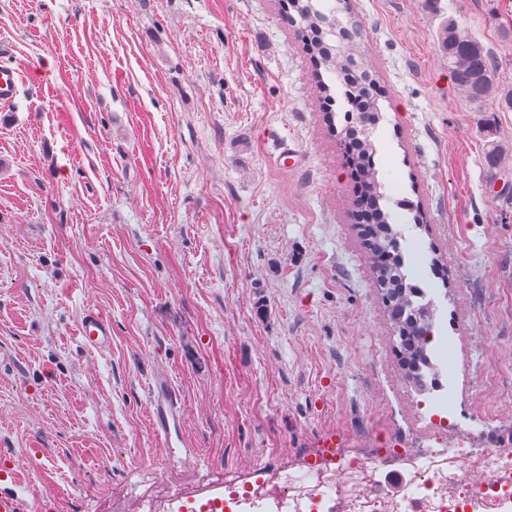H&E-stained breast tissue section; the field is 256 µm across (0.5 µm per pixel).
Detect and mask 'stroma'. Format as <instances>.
I'll return each mask as SVG.
<instances>
[{
    "mask_svg": "<svg viewBox=\"0 0 512 512\" xmlns=\"http://www.w3.org/2000/svg\"><path fill=\"white\" fill-rule=\"evenodd\" d=\"M284 0H0V462L29 512L168 505L206 470L273 483L323 437L341 450L512 448V112H477L439 45L456 19L512 82V0H345L383 119L403 250L438 260L430 343L456 414L404 366L354 224L347 149ZM492 130L498 174L484 159ZM418 203L422 225L401 200ZM112 343L77 340L85 309ZM181 447L151 422L155 381ZM22 76L18 71L0 62V102H12L18 95L22 84Z\"/></svg>",
    "mask_w": 512,
    "mask_h": 512,
    "instance_id": "1",
    "label": "stroma"
}]
</instances>
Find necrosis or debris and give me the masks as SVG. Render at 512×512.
<instances>
[{
    "instance_id": "obj_1",
    "label": "necrosis or debris",
    "mask_w": 512,
    "mask_h": 512,
    "mask_svg": "<svg viewBox=\"0 0 512 512\" xmlns=\"http://www.w3.org/2000/svg\"><path fill=\"white\" fill-rule=\"evenodd\" d=\"M477 466L487 475L481 496H474L458 462ZM408 475L398 494L392 495L379 479L390 468ZM346 480L337 483V472ZM274 495L287 512H313L315 501L337 496L342 512H449L451 502L479 499L484 512H501L512 498V450L487 447L469 449L466 442L455 443L447 457L437 449L410 453L399 448H371L352 456H326L310 462L302 474H289Z\"/></svg>"
}]
</instances>
